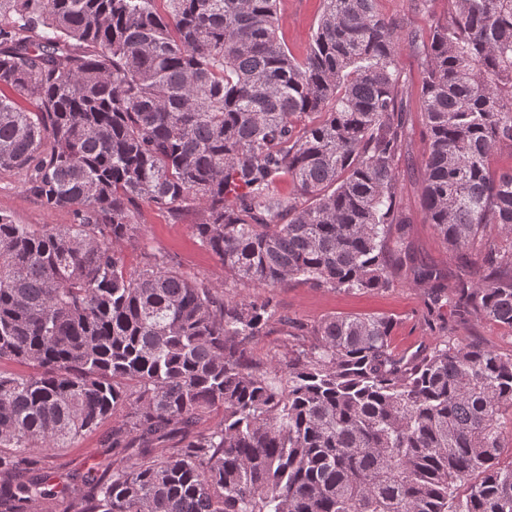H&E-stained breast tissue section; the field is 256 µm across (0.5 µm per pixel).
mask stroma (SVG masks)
Wrapping results in <instances>:
<instances>
[{
    "instance_id": "stroma-1",
    "label": "stroma",
    "mask_w": 512,
    "mask_h": 512,
    "mask_svg": "<svg viewBox=\"0 0 512 512\" xmlns=\"http://www.w3.org/2000/svg\"><path fill=\"white\" fill-rule=\"evenodd\" d=\"M322 0H279L280 22L277 35L296 58H303L322 12ZM400 66L409 81L410 112L408 114L411 138L408 157L398 166V182L403 207L409 218L406 246L417 259L443 270L446 289L455 286L457 261L447 244L429 224L421 207L420 189L423 165L428 154L429 141L424 126L420 102L421 60L410 50L400 52ZM0 214L9 216L17 224H48L61 226L74 221L71 211L44 207L25 187L21 174L0 171ZM138 220L143 232L138 242L127 245L123 252L126 265H140L147 253L162 252L171 257L175 267L193 280L223 279L225 291L237 294L233 280L227 279L224 267L216 255L205 248L193 234L196 220L194 207H186L180 215L155 208L142 202L138 205ZM273 294L282 315L291 321L313 325L332 315L388 316L396 321L392 348L396 355L408 357L430 346L434 338L425 327L421 315L424 310V291L396 277L391 288L383 291L338 293L307 284H294L274 291L258 289V296ZM459 336L473 339L485 346L512 353V330L491 321L470 316L458 324ZM301 335L289 334L280 318L272 319L263 336L255 339L251 353L256 360L273 357L305 346ZM112 421L102 422L96 429L84 434L74 447L61 448L45 454L42 467L51 484L61 486L71 476L87 471L111 456Z\"/></svg>"
}]
</instances>
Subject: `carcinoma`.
<instances>
[{
    "label": "carcinoma",
    "mask_w": 512,
    "mask_h": 512,
    "mask_svg": "<svg viewBox=\"0 0 512 512\" xmlns=\"http://www.w3.org/2000/svg\"><path fill=\"white\" fill-rule=\"evenodd\" d=\"M277 2L0 0V170L76 220L0 216V363L33 368L0 371V512H512V354L448 338L442 314L512 329V243H481L488 224L512 238V170L489 167L512 147V0H448L443 18L411 0L427 31L378 0H323L302 59ZM404 46L423 57L421 201L459 260L449 298L404 248ZM140 201L195 205L242 293L162 254L127 266ZM398 271L429 288L434 345L398 358L390 319L334 315L253 360L277 303L250 290H379ZM112 418L106 464L59 491L38 473Z\"/></svg>",
    "instance_id": "obj_1"
}]
</instances>
